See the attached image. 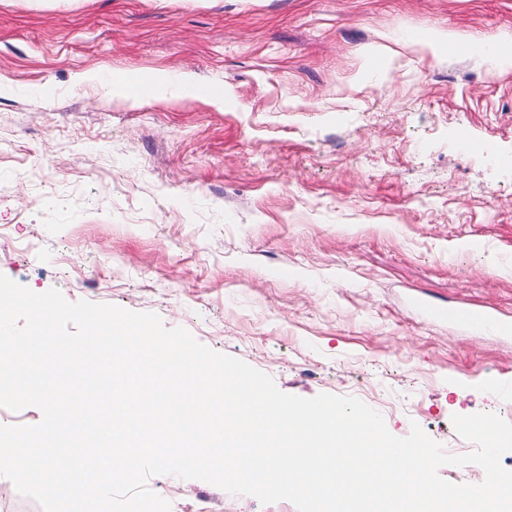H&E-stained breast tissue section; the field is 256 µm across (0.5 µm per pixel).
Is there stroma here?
I'll use <instances>...</instances> for the list:
<instances>
[{
	"label": "stroma",
	"mask_w": 512,
	"mask_h": 512,
	"mask_svg": "<svg viewBox=\"0 0 512 512\" xmlns=\"http://www.w3.org/2000/svg\"><path fill=\"white\" fill-rule=\"evenodd\" d=\"M508 38L512 0H0V273L472 452L453 416L512 418Z\"/></svg>",
	"instance_id": "stroma-1"
}]
</instances>
